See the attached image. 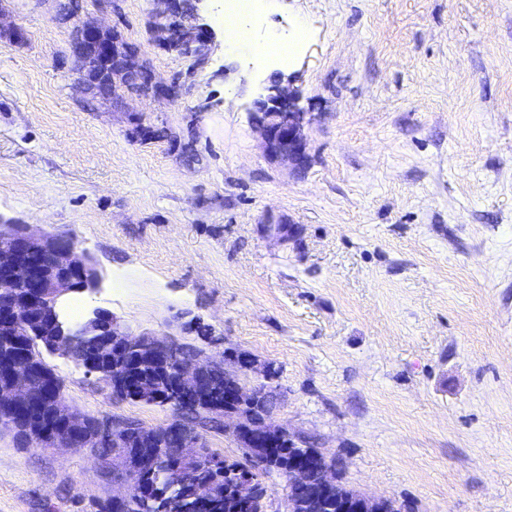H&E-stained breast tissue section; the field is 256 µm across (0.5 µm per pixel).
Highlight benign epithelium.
Here are the masks:
<instances>
[{"label":"benign epithelium","instance_id":"obj_1","mask_svg":"<svg viewBox=\"0 0 512 512\" xmlns=\"http://www.w3.org/2000/svg\"><path fill=\"white\" fill-rule=\"evenodd\" d=\"M164 9L155 14L154 27L165 33L166 46L176 52L204 62L201 47L213 39V31L196 23L195 13L181 23L169 22V16L179 11V0H155ZM79 42L77 52L87 56L96 69L112 65V46L103 41V28L88 22L77 26ZM145 95L155 99L176 101L183 95L179 80L159 81L154 74L147 78ZM266 111L253 116L254 129L259 133L267 155L274 161L299 169L309 162L306 129L316 120L313 112H303L297 107L298 92L290 83L272 81L262 95ZM100 285L99 272L93 260L77 249L70 239L32 231L25 224H0V295H14L7 305L0 304V335L24 333L42 336L49 330L55 341L46 345L49 351H60L76 357L87 372L112 385V390L124 394L129 390V364L134 361L142 367H164L174 371L178 396L173 402L186 413L205 398L210 385L206 368L223 364L230 351L189 360L180 356L181 345L172 340L158 339L147 334L128 332L110 313L97 310L86 319L66 323L61 320L57 304L61 297L71 293L93 291ZM91 345L98 346L102 359L91 362L78 353ZM0 403L13 407L15 419H0V428L17 429L23 423L44 439L45 448L67 447L99 448L110 445L123 446L129 435L128 420L114 415L95 419L93 424L78 418L63 398H56L53 414L42 415L43 403L48 398L49 387L31 380H22L12 374L11 361L0 363ZM238 380L224 393V433L234 439L244 438L248 448H273L281 438L299 444L301 438L287 428L268 419H249L244 410L260 397V383L269 380L272 369H257L247 358L241 365L233 366ZM174 456L158 460L159 476L166 482L173 497L190 484L188 464L197 460L202 439L196 427L185 425L170 433ZM288 493L286 512L296 502H312L317 498L315 484L335 483L330 467L318 454L291 453L288 463ZM132 471L125 454L112 457V481L122 486V491L112 496V504L122 508L131 493ZM192 485V484H190ZM255 484L249 474L224 489V496L232 504L233 512H249L254 497ZM193 498L207 502L214 491L207 484L192 485ZM376 499L363 493L336 498V512H375Z\"/></svg>","mask_w":512,"mask_h":512}]
</instances>
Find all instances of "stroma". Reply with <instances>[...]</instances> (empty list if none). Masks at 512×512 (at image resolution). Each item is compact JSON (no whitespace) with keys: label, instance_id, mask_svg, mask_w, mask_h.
I'll return each mask as SVG.
<instances>
[{"label":"stroma","instance_id":"35a3bbf8","mask_svg":"<svg viewBox=\"0 0 512 512\" xmlns=\"http://www.w3.org/2000/svg\"><path fill=\"white\" fill-rule=\"evenodd\" d=\"M63 2L0 0L27 32L0 39V218L73 240L102 277L61 318L103 308L273 366L275 423L399 512H512V0H260L233 55L224 0H201L215 37L198 67L158 43L155 0H80L186 83L118 103L81 83ZM301 18L287 61H255ZM273 79L317 115L299 172L252 125ZM41 356L77 413L170 423ZM113 489L89 451L0 430V512H96ZM307 34V29L303 23H297L295 25V34L293 38H283L277 35L270 36L263 43L257 44L253 47V55L257 59H263L270 55H277L287 50V45L284 44L277 38L282 40H288L289 44L293 46V42L296 39H304Z\"/></svg>","mask_w":512,"mask_h":512}]
</instances>
